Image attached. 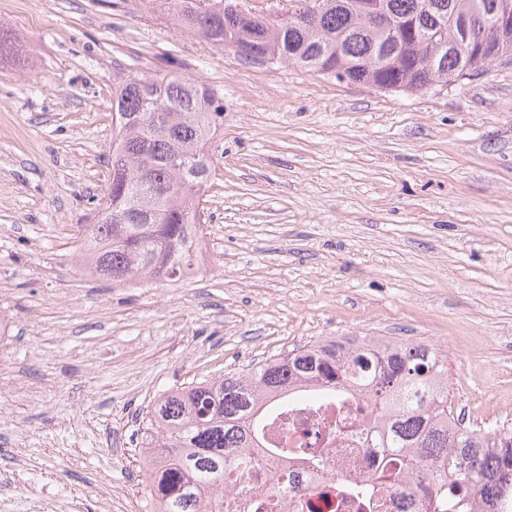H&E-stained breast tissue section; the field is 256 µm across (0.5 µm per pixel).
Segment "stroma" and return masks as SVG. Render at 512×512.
Returning <instances> with one entry per match:
<instances>
[{"mask_svg":"<svg viewBox=\"0 0 512 512\" xmlns=\"http://www.w3.org/2000/svg\"><path fill=\"white\" fill-rule=\"evenodd\" d=\"M0 27V512H153L162 391L339 336L446 346L453 408L512 427V60L393 92L245 62L165 0H0ZM119 70L224 97L177 282L82 268Z\"/></svg>","mask_w":512,"mask_h":512,"instance_id":"35a3bbf8","label":"stroma"}]
</instances>
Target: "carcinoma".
Instances as JSON below:
<instances>
[{
  "mask_svg": "<svg viewBox=\"0 0 512 512\" xmlns=\"http://www.w3.org/2000/svg\"><path fill=\"white\" fill-rule=\"evenodd\" d=\"M363 0H328L311 25H283L258 14L240 15V0H171L180 26L197 35L206 28L212 44L229 47L244 60L279 63L327 74L344 67L346 82L421 92L448 72L465 75L491 63L489 52L512 55V31L493 39L484 53L458 55L452 43L459 26L446 29L445 46L426 43L435 28L476 11L491 13L502 0H381L398 20L394 33L371 31L361 22ZM112 111L126 115L112 132V156L121 162L111 189L121 187L138 207L118 224L103 214L88 225L84 266L115 283L136 278L179 281L197 264L194 241L203 233L199 206L212 178L191 162L211 160L210 143L224 126V98L216 89L171 75L117 71ZM148 168L152 179L139 181ZM374 346L325 339L281 357L217 379L161 394L148 410L150 435L141 449L155 512H224L211 492L224 487L229 471L252 464L260 447L258 423L272 399L305 387L315 396L352 389L378 414L370 447L384 466L403 478L400 490L419 492L433 512H473L480 495L491 503L512 485V429H473L454 423L448 402V357L428 343L371 337ZM456 468L450 486L438 473L443 462ZM345 493L361 512H372L368 485Z\"/></svg>",
  "mask_w": 512,
  "mask_h": 512,
  "instance_id": "obj_1",
  "label": "carcinoma"
}]
</instances>
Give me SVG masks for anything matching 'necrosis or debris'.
I'll list each match as a JSON object with an SVG mask.
<instances>
[{
    "instance_id": "necrosis-or-debris-1",
    "label": "necrosis or debris",
    "mask_w": 512,
    "mask_h": 512,
    "mask_svg": "<svg viewBox=\"0 0 512 512\" xmlns=\"http://www.w3.org/2000/svg\"><path fill=\"white\" fill-rule=\"evenodd\" d=\"M376 413L365 399L349 397L340 403L316 405L304 394L291 400L285 421L269 428L275 450L256 451L254 477L232 474L224 479V512H258L260 503L274 499L275 487L289 489L273 512H359L355 503L337 497L344 485H369L379 512L405 507L386 473L377 449L363 438Z\"/></svg>"
}]
</instances>
